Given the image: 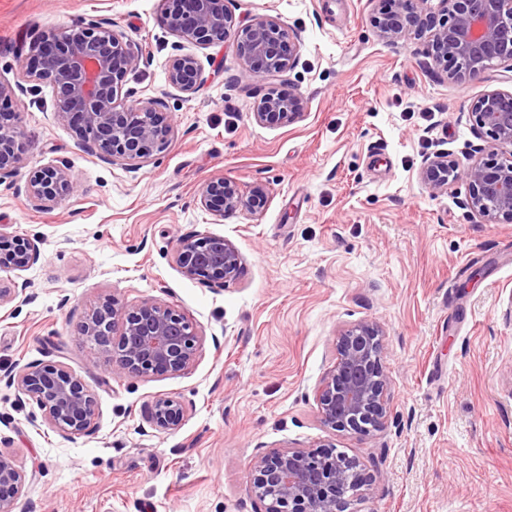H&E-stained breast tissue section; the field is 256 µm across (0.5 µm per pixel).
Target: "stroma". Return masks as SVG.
Masks as SVG:
<instances>
[{
    "instance_id": "1",
    "label": "stroma",
    "mask_w": 512,
    "mask_h": 512,
    "mask_svg": "<svg viewBox=\"0 0 512 512\" xmlns=\"http://www.w3.org/2000/svg\"><path fill=\"white\" fill-rule=\"evenodd\" d=\"M237 25L223 46L195 48L161 24V0H0V79L14 81L26 37L101 18L141 49L125 88L164 104L174 131L140 164L83 148L53 117L52 88L26 84L25 162L0 181V225L37 240L39 261L0 268L28 282L26 304L0 307V375L60 362L97 399L98 418L70 437L36 402L0 382V450L25 476L15 512H260L250 466L272 448L335 446L371 477L355 512H512V223L465 207L458 178L431 192L420 178L439 152L467 165L478 139L468 105L512 90V71L459 85L436 74L426 40L388 44L375 0H226ZM274 17L300 35L293 70L249 77L239 25ZM196 53L192 95L166 80L176 51ZM301 93L292 124L256 121L267 88ZM65 164L79 193L34 207L32 167ZM223 176L263 184L257 211L216 216L198 199ZM224 236L241 256L235 280L188 278L181 238ZM119 297L176 307L202 336L174 376L116 375L80 334L88 305ZM362 321L383 331L387 414L366 435L325 427L316 394L336 364V337ZM175 397V431L145 409ZM187 409L177 398L167 397L156 400L149 408L146 423L155 430L174 431L185 421Z\"/></svg>"
}]
</instances>
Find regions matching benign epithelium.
Wrapping results in <instances>:
<instances>
[{
	"mask_svg": "<svg viewBox=\"0 0 512 512\" xmlns=\"http://www.w3.org/2000/svg\"><path fill=\"white\" fill-rule=\"evenodd\" d=\"M370 23L387 43L418 39L431 33L428 54L449 80L480 81L498 65L512 68V0H377ZM163 20L180 39L200 47L224 43L235 25L224 0H163ZM300 36L279 19L261 17L240 30L238 52L245 71L269 77L290 71ZM142 60L125 34L101 19H87L62 31L44 30L20 52L14 83L0 80V180L12 177L24 162L25 146L17 112L9 105L23 83L45 81L54 95L55 119L72 128L81 144L103 158L138 162L164 148L173 126L155 102L139 106L123 91L125 78ZM200 59L191 53L173 56L167 82L193 94L203 82ZM301 96L272 87L254 112L259 122L293 123L302 116ZM473 130L484 141L471 147L470 163L446 153L427 158L421 178L433 192L448 189L459 176L469 183L465 206L489 224L512 223V92L485 91L468 105ZM77 185L63 164L32 168L26 193L41 208H50L75 194ZM266 190L248 193L223 176L201 188L202 207L224 216L264 206ZM40 249L33 239L0 227V265L26 270L37 263ZM174 260L192 279L224 285L241 267L236 247L222 236L196 235L179 240ZM81 335L112 371L128 376L176 375L194 362L201 344L193 325L176 308L153 298L130 308L117 297L91 306ZM382 331L361 322L336 336V366L324 378L316 401L321 423L330 429L366 434L383 426L387 413L386 380L381 364ZM36 402L46 422L68 436L86 432L96 417V400L80 376L63 364H29L4 375ZM187 409L177 398L156 400L146 423L174 431ZM252 492L264 512H351V502L371 476L359 460L333 450L272 448L255 457ZM23 480L11 455L0 451V512H14Z\"/></svg>",
	"mask_w": 512,
	"mask_h": 512,
	"instance_id": "benign-epithelium-1",
	"label": "benign epithelium"
}]
</instances>
